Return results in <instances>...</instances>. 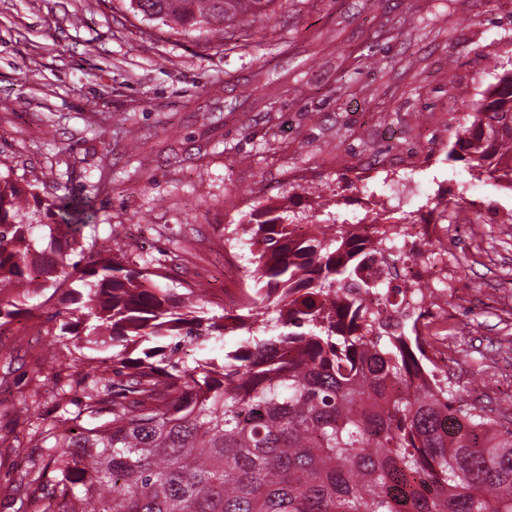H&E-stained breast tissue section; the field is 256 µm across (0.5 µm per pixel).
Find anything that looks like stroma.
I'll return each instance as SVG.
<instances>
[{"label":"stroma","instance_id":"1","mask_svg":"<svg viewBox=\"0 0 512 512\" xmlns=\"http://www.w3.org/2000/svg\"><path fill=\"white\" fill-rule=\"evenodd\" d=\"M247 46L178 32L129 0H0V173L41 196L97 198L86 257L162 270L217 314L251 287L231 249L251 208L288 200L295 222L408 218L403 266L432 241V199L459 200L421 278L444 347L428 356L512 421V190L449 159L456 128L512 67V0H276ZM103 348H65L19 318L0 327V402L27 434Z\"/></svg>","mask_w":512,"mask_h":512}]
</instances>
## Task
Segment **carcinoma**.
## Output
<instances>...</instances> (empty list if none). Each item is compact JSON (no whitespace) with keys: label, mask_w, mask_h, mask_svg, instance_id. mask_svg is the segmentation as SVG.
<instances>
[{"label":"carcinoma","mask_w":512,"mask_h":512,"mask_svg":"<svg viewBox=\"0 0 512 512\" xmlns=\"http://www.w3.org/2000/svg\"><path fill=\"white\" fill-rule=\"evenodd\" d=\"M182 32L267 16L275 0H129ZM448 158L489 166L512 186V69L470 106ZM96 200L42 198L0 174V325L45 318L77 346L108 336L109 376L72 379L79 405L28 434L48 445L14 472L29 512H512V426L455 407L458 388L426 354L425 293H406L398 226L367 247L353 224L310 215L294 235L288 206L249 213L251 279L237 309L212 315L196 289L173 294L148 267L89 261L80 228ZM378 260L385 279L365 266ZM61 295L68 311L30 304ZM256 328L220 363L174 355Z\"/></svg>","instance_id":"1"}]
</instances>
